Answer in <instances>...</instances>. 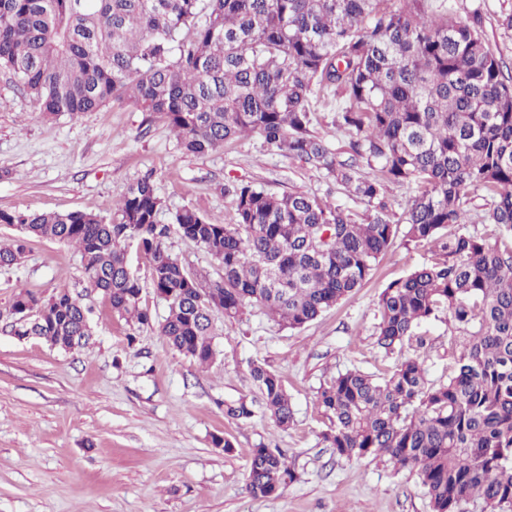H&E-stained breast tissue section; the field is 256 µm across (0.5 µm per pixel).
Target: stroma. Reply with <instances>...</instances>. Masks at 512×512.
Wrapping results in <instances>:
<instances>
[{
    "label": "stroma",
    "mask_w": 512,
    "mask_h": 512,
    "mask_svg": "<svg viewBox=\"0 0 512 512\" xmlns=\"http://www.w3.org/2000/svg\"><path fill=\"white\" fill-rule=\"evenodd\" d=\"M447 6L456 21L480 16L496 57L512 69V31L501 25L512 0H425L426 12ZM314 129L346 159L351 136L336 130V103L311 101ZM153 173L164 207L161 223L195 207L214 224H230L229 185L249 182L282 195L308 192L347 204L365 218L366 204L342 186L267 149L259 136L220 150L184 152L163 118L115 101L95 112L48 120L15 79L0 71V210L108 215L113 202ZM406 224L355 293L299 330L281 328L259 310L215 323L218 355L201 366L171 350L157 328L166 307L150 284L148 265L131 254L154 320L135 342L108 299L87 290L76 250L47 239L26 244L20 264L0 267V512H432L417 476L372 457L339 458L322 440L316 394L337 372L380 375L395 364L376 347L375 302L393 280L430 262L431 244L409 241ZM170 251L191 273L216 275L217 262L194 241L171 232ZM66 289L91 308L95 336L64 352L13 336L16 295ZM429 380L448 373L446 319L423 329ZM275 371L290 396L295 422L279 428L263 409L235 420L225 404L253 400L251 363ZM231 450L214 447L213 436ZM285 451L296 478L274 496L245 490V471L259 445Z\"/></svg>",
    "instance_id": "obj_1"
}]
</instances>
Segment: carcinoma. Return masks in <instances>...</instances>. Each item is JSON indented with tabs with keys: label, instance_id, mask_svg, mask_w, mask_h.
Here are the masks:
<instances>
[{
	"label": "carcinoma",
	"instance_id": "carcinoma-1",
	"mask_svg": "<svg viewBox=\"0 0 512 512\" xmlns=\"http://www.w3.org/2000/svg\"><path fill=\"white\" fill-rule=\"evenodd\" d=\"M0 70L49 120L127 99L163 117L187 153L257 134L369 207L360 223L343 204L251 183L232 187L233 224L185 207L174 224L218 263L217 279L188 274L171 253L151 174L110 216L0 211L1 225L23 230L0 247V266L19 263L28 238L74 245L87 287L126 321L130 344L152 324L125 250L135 242L167 307L161 335L201 365L217 356L220 317L254 307L299 329L361 288L397 233L385 194L414 189L402 221L410 240L433 244L435 259L381 291L376 344L399 355L423 344V324L446 316L448 375L432 382L410 356L383 376L340 371L317 393L321 435L338 457H385L416 474L432 512L471 499L483 512H512V77L479 17L461 23L445 6L429 15L424 0H0ZM321 89L344 103L334 125L354 134L345 160L314 130L310 100ZM476 191L491 198L493 244L467 231ZM90 314L66 290L20 292L11 332L71 351L93 336ZM250 373L266 412L292 426L279 375L256 363ZM224 412L253 416L244 400ZM294 478L285 454L261 445L245 489L270 497Z\"/></svg>",
	"mask_w": 512,
	"mask_h": 512
}]
</instances>
